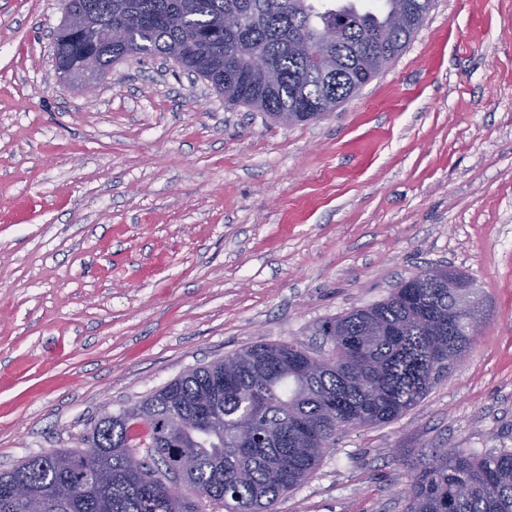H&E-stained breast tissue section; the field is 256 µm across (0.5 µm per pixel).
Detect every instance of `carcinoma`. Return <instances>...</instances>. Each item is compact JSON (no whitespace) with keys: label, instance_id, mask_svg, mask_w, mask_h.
I'll list each match as a JSON object with an SVG mask.
<instances>
[{"label":"carcinoma","instance_id":"obj_1","mask_svg":"<svg viewBox=\"0 0 512 512\" xmlns=\"http://www.w3.org/2000/svg\"><path fill=\"white\" fill-rule=\"evenodd\" d=\"M83 18L54 34L56 65L78 76L93 60L104 73L132 54L176 57L230 105L260 104L279 121L350 96L364 72L362 52L394 59L412 33L410 18L431 0H67ZM238 15L242 24L224 19ZM107 28L126 32L108 42ZM340 29L336 44L325 34ZM262 54L275 79L251 69ZM446 288H395L384 300L319 325L341 357L316 358L296 341L261 343L196 367L133 407L100 418L81 448L31 456L0 472V487L24 482L40 512H274L279 498L317 470L327 449L364 416L369 425L400 418L448 377L456 359L437 348L467 342L448 335L463 316L481 321L482 301L456 311ZM250 416L249 441L235 434ZM146 449L138 471L126 453ZM191 494L172 497L165 471L185 453ZM403 512H512V451L483 457L430 448L407 463Z\"/></svg>","mask_w":512,"mask_h":512}]
</instances>
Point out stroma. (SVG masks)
Instances as JSON below:
<instances>
[{
	"mask_svg": "<svg viewBox=\"0 0 512 512\" xmlns=\"http://www.w3.org/2000/svg\"><path fill=\"white\" fill-rule=\"evenodd\" d=\"M62 19L0 0V471L245 347L328 354L321 321L439 266L484 302L469 350L275 512H402L404 455L512 450V0H435L382 73L290 126L171 60L62 77Z\"/></svg>",
	"mask_w": 512,
	"mask_h": 512,
	"instance_id": "stroma-1",
	"label": "stroma"
}]
</instances>
